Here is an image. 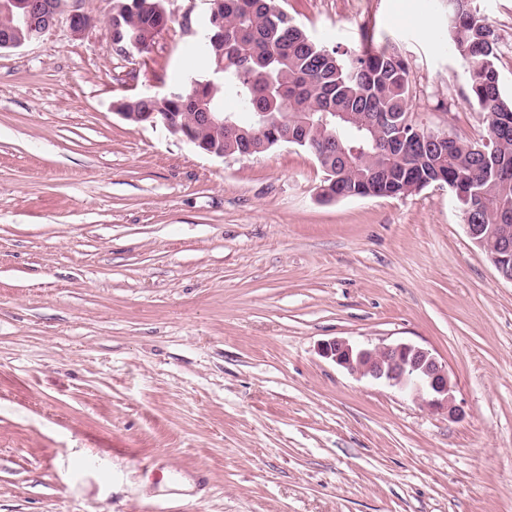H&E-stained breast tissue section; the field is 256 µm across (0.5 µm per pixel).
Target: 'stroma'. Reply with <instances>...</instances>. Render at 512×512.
<instances>
[{
    "label": "stroma",
    "instance_id": "stroma-1",
    "mask_svg": "<svg viewBox=\"0 0 512 512\" xmlns=\"http://www.w3.org/2000/svg\"><path fill=\"white\" fill-rule=\"evenodd\" d=\"M0 50V512H512V282L448 187L324 199L287 143L218 158L123 99L188 89L207 0L147 53L82 0ZM323 45L408 62L412 112L487 138L448 0H280ZM512 97V0H478ZM445 362L460 418L351 375L331 338Z\"/></svg>",
    "mask_w": 512,
    "mask_h": 512
}]
</instances>
